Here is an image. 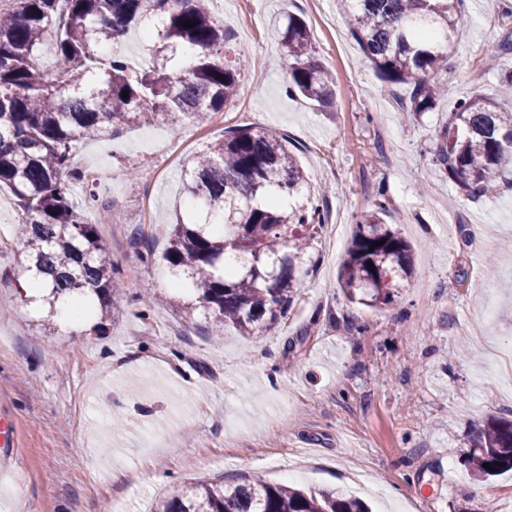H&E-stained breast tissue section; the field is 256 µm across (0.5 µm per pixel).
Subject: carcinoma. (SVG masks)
<instances>
[{"mask_svg":"<svg viewBox=\"0 0 512 512\" xmlns=\"http://www.w3.org/2000/svg\"><path fill=\"white\" fill-rule=\"evenodd\" d=\"M211 0H12L0 11V190L19 202L17 237L25 249L14 277L44 329L70 295L103 326L117 295L115 264L99 224L73 205L83 185L84 210L112 209L72 164L78 141L118 125L205 123L238 91L242 51L212 16ZM349 31L386 85H411L407 114L432 111L464 0H340ZM162 15L149 67L129 65L114 39ZM194 23L184 27V22ZM288 58V92L325 102L335 82L314 60L309 30L297 15L276 29ZM49 44L64 64L43 69ZM128 97H121L122 92ZM435 161L460 193L479 200L512 189V110L474 92L448 113ZM190 201L171 225L163 254L179 308L199 306L212 332L243 336L267 329L291 308L308 273L304 249L324 224L319 199L288 141L262 126L238 128L187 160L181 169ZM384 203L362 216L338 274L346 298L387 305L391 289L412 273L411 246L382 222ZM384 244H379V241ZM466 464L481 480L512 471V420L494 417L473 430ZM488 463L491 469L483 464ZM155 512H369L337 491L306 492L259 477L243 484L189 483L159 500Z\"/></svg>","mask_w":512,"mask_h":512,"instance_id":"cac0c4a2","label":"carcinoma"}]
</instances>
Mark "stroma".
I'll return each mask as SVG.
<instances>
[{
  "label": "stroma",
  "mask_w": 512,
  "mask_h": 512,
  "mask_svg": "<svg viewBox=\"0 0 512 512\" xmlns=\"http://www.w3.org/2000/svg\"><path fill=\"white\" fill-rule=\"evenodd\" d=\"M212 0L251 64L238 95L206 125L132 126L80 143L115 219L101 238L119 267L105 332L46 331L26 289L17 205L0 191V409L15 446L0 452V512H153L171 487L259 476L337 489L373 512H489L512 472L488 481L464 463L475 424L512 419V189L459 195L434 159L448 114L473 91L499 95L512 31L499 0H465L435 110L402 118L407 86L384 85L338 0ZM305 20L313 54L336 76L326 105L291 95L274 30ZM284 136L311 189L329 186L307 276L271 329L210 334L202 309L165 298L161 255L182 210V164L226 131ZM385 198L387 223L413 248L414 272L390 304L352 303L338 271L361 215ZM125 473L123 482L113 470Z\"/></svg>",
  "instance_id": "obj_1"
}]
</instances>
